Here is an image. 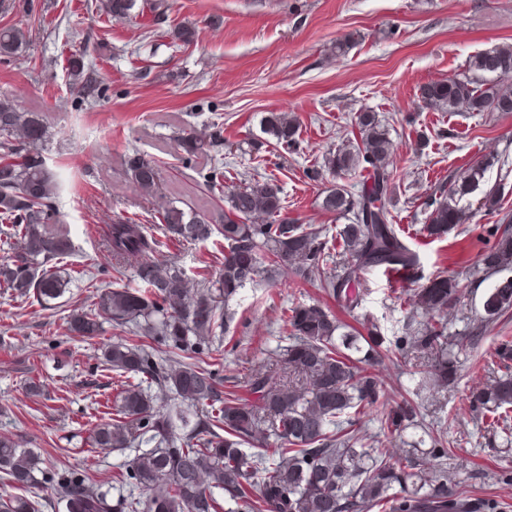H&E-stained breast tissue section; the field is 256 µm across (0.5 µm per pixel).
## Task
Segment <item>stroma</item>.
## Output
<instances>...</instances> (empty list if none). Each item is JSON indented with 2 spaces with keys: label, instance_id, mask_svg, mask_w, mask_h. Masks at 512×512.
Returning a JSON list of instances; mask_svg holds the SVG:
<instances>
[{
  "label": "stroma",
  "instance_id": "obj_1",
  "mask_svg": "<svg viewBox=\"0 0 512 512\" xmlns=\"http://www.w3.org/2000/svg\"><path fill=\"white\" fill-rule=\"evenodd\" d=\"M168 4L163 15L147 10L112 21L100 0H0V28L22 29L28 39L22 53L0 58V94L19 110L44 116L51 138L43 156L69 177L56 200L75 246L66 264L89 271L50 310L0 288V436L22 441L48 463L86 470L110 498L128 503L139 492L115 479L125 454L94 448L91 434L107 420L106 404L121 385L103 369L98 348L134 336L108 325L88 339L70 335L67 323L116 285L111 257L101 247L113 216L151 227L163 202L191 201L221 223L224 203L202 185L210 158L184 163L173 141L178 132L223 124L225 186L275 179L288 218L332 233L345 219L322 210L325 183L305 171L357 137L356 113H376L394 147L396 188L388 209L420 257L409 280L396 282L379 270L361 276L363 308L387 336L402 335L407 322L401 291L439 271L458 276L462 290L448 331L468 332L490 286L475 269L495 241L491 230L498 222L480 209L484 189L502 185V206L512 211V113L442 112L425 107L420 95L424 85L463 73L482 50L512 44V0ZM181 26L195 29L193 43L174 38ZM345 40L350 47L338 54L336 45ZM75 53L92 66L93 96L70 87L67 59ZM271 112L299 119L297 150L264 133L261 121ZM135 153L157 161V194L130 181L124 160ZM474 162L486 168L479 189L463 201L475 211L474 221L462 234L420 236L428 217L424 200ZM325 298L321 288L286 268L277 281L246 288L230 325L237 346L224 352L225 374L270 365L287 344L278 333L284 308ZM502 336H512V319L487 331L461 359L447 393L435 401L423 396L421 410L447 433L454 452L449 472L475 495L491 490L512 504V484L490 487L477 474L501 460L512 462V445L487 432L468 409L471 391L481 385L471 362Z\"/></svg>",
  "mask_w": 512,
  "mask_h": 512
}]
</instances>
